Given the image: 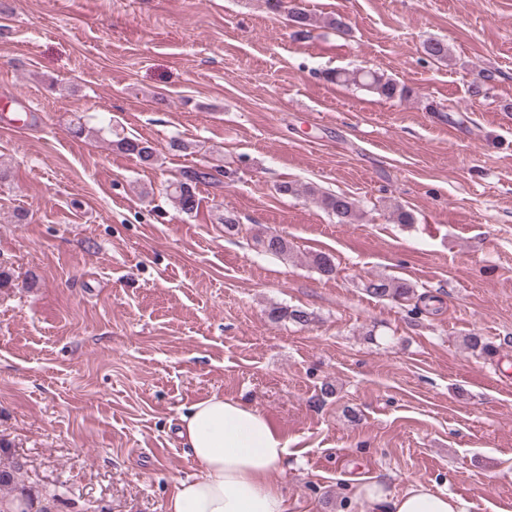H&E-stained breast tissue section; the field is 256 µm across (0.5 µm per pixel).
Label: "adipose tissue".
Instances as JSON below:
<instances>
[{"mask_svg":"<svg viewBox=\"0 0 512 512\" xmlns=\"http://www.w3.org/2000/svg\"><path fill=\"white\" fill-rule=\"evenodd\" d=\"M178 434L197 473L178 480L165 512H288L287 496L272 479L288 443L261 411L213 395L181 414ZM362 499L368 512H469L461 498L422 484L394 498L370 484Z\"/></svg>","mask_w":512,"mask_h":512,"instance_id":"obj_1","label":"adipose tissue"}]
</instances>
